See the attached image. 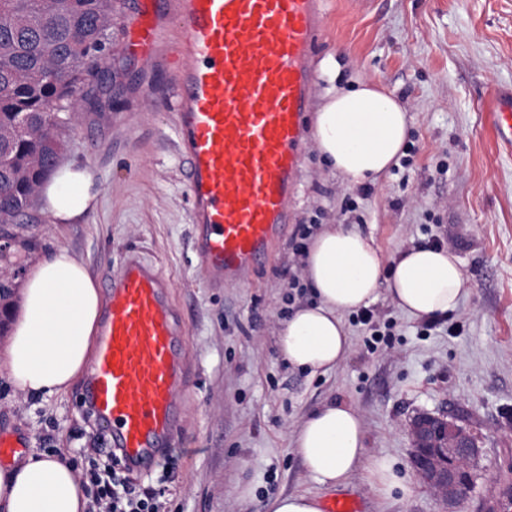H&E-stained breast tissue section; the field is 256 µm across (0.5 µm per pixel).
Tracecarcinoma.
Segmentation results:
<instances>
[{"instance_id": "1", "label": "carcinoma", "mask_w": 512, "mask_h": 512, "mask_svg": "<svg viewBox=\"0 0 512 512\" xmlns=\"http://www.w3.org/2000/svg\"><path fill=\"white\" fill-rule=\"evenodd\" d=\"M112 0H0V237L30 209L62 130L101 112Z\"/></svg>"}]
</instances>
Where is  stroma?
I'll use <instances>...</instances> for the list:
<instances>
[{"instance_id":"35a3bbf8","label":"stroma","mask_w":512,"mask_h":512,"mask_svg":"<svg viewBox=\"0 0 512 512\" xmlns=\"http://www.w3.org/2000/svg\"><path fill=\"white\" fill-rule=\"evenodd\" d=\"M137 0H112V92L119 118L94 112L66 135L61 162L90 166L97 205L78 224L37 212L15 229L16 260L30 270L42 256L68 248L97 285L129 249L155 261L173 283L188 330L190 387L172 469L159 482L165 512H264L281 492L328 500L333 489L312 479L290 436L313 409L336 402L356 407L371 456L412 471L406 435L422 411L442 412L478 437L476 487L461 512H498L512 486V148L491 121V98L512 91V0H376L369 11L327 0L329 26L312 58L330 61L318 75L316 101L331 87L360 77L378 81L408 110L409 167L387 172L361 194L331 171L308 144L302 182L290 206L288 237L247 284L206 285L192 246L186 164L161 73L143 69L131 52L127 20ZM339 225L373 237L383 256L441 239L459 259L467 292L447 324L401 311L387 293L373 308L390 334L369 351L361 326L344 314L352 350L338 367L312 375L288 366L276 348L287 314L312 301L310 288L290 287L296 273L293 234L302 225ZM0 334V434L40 448L52 437L71 463L87 467L82 448L99 441L82 403L83 385L39 399L10 388ZM252 488L241 500L238 488ZM363 512H441L420 481L412 491L380 496L366 471L344 485Z\"/></svg>"}]
</instances>
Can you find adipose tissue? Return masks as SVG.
<instances>
[{"label": "adipose tissue", "instance_id": "ef3b65f1", "mask_svg": "<svg viewBox=\"0 0 512 512\" xmlns=\"http://www.w3.org/2000/svg\"><path fill=\"white\" fill-rule=\"evenodd\" d=\"M409 114L368 79L355 88L328 90L316 114L314 139L331 167L353 183L377 180L402 154ZM95 175L75 162L54 171L41 205L57 224H76L94 210ZM313 303L297 308L278 328L279 354L295 369L325 373L342 363L352 346L342 316L387 292L405 313L429 319L454 310L466 280L448 249L413 247L384 258L373 238L334 227L319 233L305 258ZM104 302L88 268L59 247L33 265L5 352L10 384L34 397L69 393L87 372ZM290 444L310 477L332 487L368 467L376 489L410 492L407 477L384 458H368L361 415L336 403L311 411ZM89 498L64 458L32 448L0 467V512H86Z\"/></svg>", "mask_w": 512, "mask_h": 512}]
</instances>
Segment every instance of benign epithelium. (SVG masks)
Wrapping results in <instances>:
<instances>
[{"instance_id": "7a95c632", "label": "benign epithelium", "mask_w": 512, "mask_h": 512, "mask_svg": "<svg viewBox=\"0 0 512 512\" xmlns=\"http://www.w3.org/2000/svg\"><path fill=\"white\" fill-rule=\"evenodd\" d=\"M407 435L417 478L430 488L442 512H459L474 486L473 469L482 454L478 438L434 412L413 416Z\"/></svg>"}]
</instances>
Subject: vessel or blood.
<instances>
[{
    "mask_svg": "<svg viewBox=\"0 0 512 512\" xmlns=\"http://www.w3.org/2000/svg\"><path fill=\"white\" fill-rule=\"evenodd\" d=\"M327 23L325 0H151L128 19L132 52L170 79L209 285L244 282L288 228L317 86L311 59ZM492 118L512 146V95L496 94ZM106 288L84 399L110 447L139 468L174 444L187 332L169 280L138 251Z\"/></svg>",
    "mask_w": 512,
    "mask_h": 512,
    "instance_id": "1",
    "label": "vessel or blood"
}]
</instances>
